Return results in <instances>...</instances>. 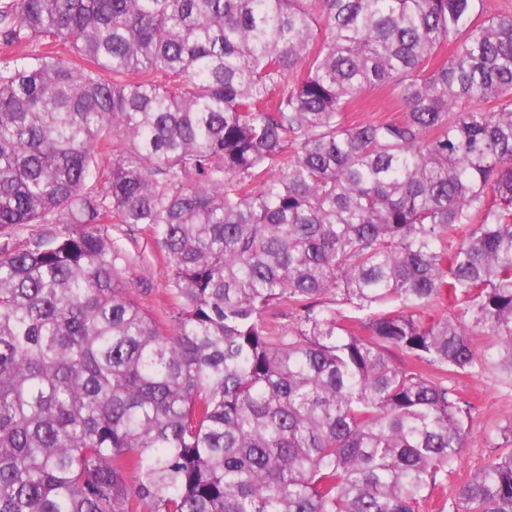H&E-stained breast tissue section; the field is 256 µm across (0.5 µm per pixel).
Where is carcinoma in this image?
I'll return each mask as SVG.
<instances>
[{
    "mask_svg": "<svg viewBox=\"0 0 512 512\" xmlns=\"http://www.w3.org/2000/svg\"><path fill=\"white\" fill-rule=\"evenodd\" d=\"M483 2L0 7L34 46L0 67V512H417L474 410L450 378L512 381V12ZM376 89L402 118L346 124ZM109 217L156 235L173 329ZM458 503L512 512V452ZM263 318L270 327L278 331L294 322L295 310L288 302H281L271 307Z\"/></svg>",
    "mask_w": 512,
    "mask_h": 512,
    "instance_id": "obj_1",
    "label": "carcinoma"
}]
</instances>
